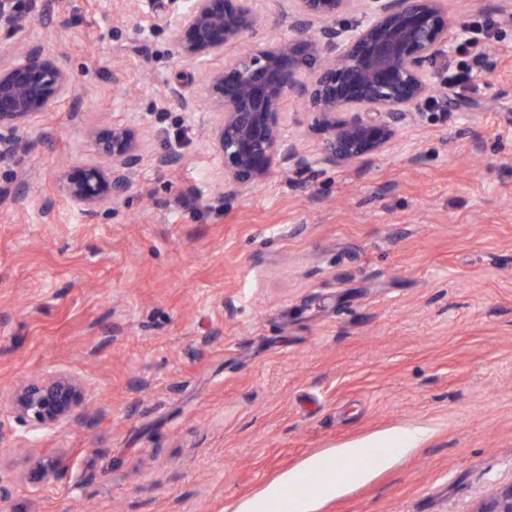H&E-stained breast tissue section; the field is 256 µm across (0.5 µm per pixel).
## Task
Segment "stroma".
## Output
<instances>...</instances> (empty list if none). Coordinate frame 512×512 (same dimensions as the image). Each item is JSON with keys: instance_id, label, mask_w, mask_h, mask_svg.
I'll return each mask as SVG.
<instances>
[{"instance_id": "1", "label": "stroma", "mask_w": 512, "mask_h": 512, "mask_svg": "<svg viewBox=\"0 0 512 512\" xmlns=\"http://www.w3.org/2000/svg\"><path fill=\"white\" fill-rule=\"evenodd\" d=\"M0 22L73 91L0 160V482L14 512H224L342 448L419 429L387 467L311 512H474L512 482V22L505 0H448L499 28L481 75L448 87L394 148L321 159L303 99L282 123L305 155L224 193L207 70L146 16L174 0H31ZM144 147L120 199L89 211L64 175L107 166L98 132ZM173 154L177 162L161 165ZM85 382L89 412L34 431L3 401L37 374ZM52 477L28 479L33 457Z\"/></svg>"}]
</instances>
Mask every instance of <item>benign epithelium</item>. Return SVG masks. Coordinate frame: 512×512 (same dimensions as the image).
<instances>
[{
  "instance_id": "1",
  "label": "benign epithelium",
  "mask_w": 512,
  "mask_h": 512,
  "mask_svg": "<svg viewBox=\"0 0 512 512\" xmlns=\"http://www.w3.org/2000/svg\"><path fill=\"white\" fill-rule=\"evenodd\" d=\"M293 35L250 42L259 20L251 0H186L170 24L176 52L207 61L231 45L246 48L224 67L208 71L210 110L220 115L210 137L222 161L224 193L246 196L275 169L302 167L295 140L285 135L281 109L298 92L322 135V160L348 166L389 152L416 108L437 100L428 67L447 53L455 26L445 0H287ZM361 10L362 25L337 23ZM71 91L70 73L40 44L0 62V153L15 149L11 135L50 111ZM110 167L86 166L62 180V191L88 209L116 197L138 165L143 143L135 129L114 125L95 137ZM10 413L33 430H51L76 419L84 406L83 380L54 371L16 385ZM474 512H512V482L495 488Z\"/></svg>"
}]
</instances>
